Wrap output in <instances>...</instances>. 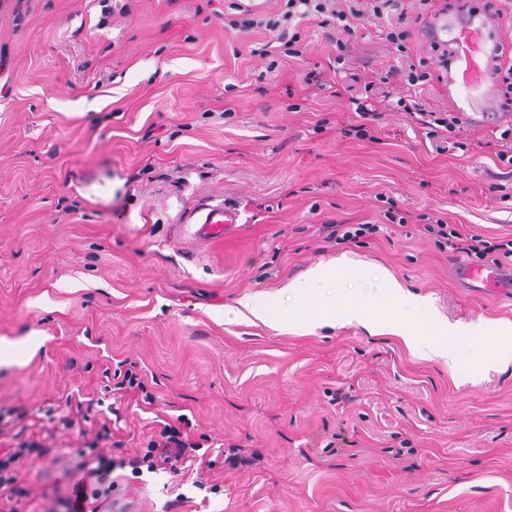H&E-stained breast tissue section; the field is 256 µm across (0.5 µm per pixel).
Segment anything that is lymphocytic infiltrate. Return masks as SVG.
Masks as SVG:
<instances>
[{"instance_id": "f902f5d3", "label": "lymphocytic infiltrate", "mask_w": 512, "mask_h": 512, "mask_svg": "<svg viewBox=\"0 0 512 512\" xmlns=\"http://www.w3.org/2000/svg\"><path fill=\"white\" fill-rule=\"evenodd\" d=\"M434 5L435 0H276L275 9L269 12L236 6L234 12L225 16L224 29L229 33L259 31L265 34L266 43L256 48L255 53L267 59V69L271 72L281 64L301 60L305 25L312 23L323 29L335 30L338 54L332 71L338 75L347 66L349 38L356 36L366 25L377 26L381 40L399 53L404 60L403 65L391 68L375 80L352 76L350 83L340 89H329L327 81L315 82L309 78L304 79L302 85V92L307 96L329 89L334 96L346 97L360 118L359 124L351 126L350 131L355 137L364 139L370 135L367 121L378 117V104L391 99L390 86L400 82L419 87L429 80L431 64L445 66L446 57L442 54L433 60L414 58L408 43L414 26L425 22ZM395 101L397 110L417 115L429 138L435 140L437 151L450 153L459 148L456 133L461 120L456 113L436 116L405 95ZM423 229L442 251L462 253L481 260L493 255L512 258V239L492 242L481 235L466 233L458 225L440 217L430 219ZM195 430V423L184 414L172 420H160L158 428L152 430L145 450L129 458L127 467L135 474L147 471L177 475L189 463L208 466L209 461L201 452L202 445ZM112 438L113 433L104 422L93 438L83 448L77 449L75 469L80 477L65 500L66 512H100L111 497L116 488L111 478L115 463L106 451L113 446ZM49 453L48 446L35 438L20 439L15 452L0 456V488L9 489L14 495H24L16 461L26 454L42 460Z\"/></svg>"}]
</instances>
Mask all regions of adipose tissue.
<instances>
[{"mask_svg":"<svg viewBox=\"0 0 512 512\" xmlns=\"http://www.w3.org/2000/svg\"><path fill=\"white\" fill-rule=\"evenodd\" d=\"M245 314L278 330L356 322L374 333L396 335L422 358L451 367L467 346L478 364L512 359L511 324L448 323L431 314L427 299L411 293L387 269L345 256L316 263L277 293H250L224 309L228 321Z\"/></svg>","mask_w":512,"mask_h":512,"instance_id":"adipose-tissue-1","label":"adipose tissue"}]
</instances>
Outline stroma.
Here are the masks:
<instances>
[{"instance_id": "obj_1", "label": "stroma", "mask_w": 512, "mask_h": 512, "mask_svg": "<svg viewBox=\"0 0 512 512\" xmlns=\"http://www.w3.org/2000/svg\"><path fill=\"white\" fill-rule=\"evenodd\" d=\"M229 2L138 0L101 27L96 0H0V406L27 411L56 455L20 462L15 512H66L51 491L68 493L84 439L59 415L75 393L111 402L104 371L124 360L157 401L122 406L113 458L186 413L210 444L200 476L220 486L115 469L132 512H512V364L451 370L357 324L224 319L346 252L449 321L512 322L511 287L456 282L465 255L384 218L396 206L511 238L512 167L488 143L512 102L463 123L452 155L390 107L376 140L356 139L345 100L290 108L298 76L329 71L326 31L270 73L251 53L263 34L225 33ZM398 63L371 26L351 48L354 73ZM224 200L235 233L197 239L189 210ZM332 222L380 231L339 244Z\"/></svg>"}]
</instances>
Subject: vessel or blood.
<instances>
[{
  "mask_svg": "<svg viewBox=\"0 0 512 512\" xmlns=\"http://www.w3.org/2000/svg\"><path fill=\"white\" fill-rule=\"evenodd\" d=\"M498 28L497 21L478 14L463 21L439 14L433 17L424 32L426 38L450 41L457 65L445 76L448 101L465 120H486L494 104L496 77L491 61L498 41L491 33ZM192 217L197 226L195 234L203 240L224 237L241 221L239 208L225 203L203 204ZM457 276L475 288H497L506 281L502 268L494 264H461L457 267Z\"/></svg>",
  "mask_w": 512,
  "mask_h": 512,
  "instance_id": "b4317fda",
  "label": "vessel or blood"
}]
</instances>
